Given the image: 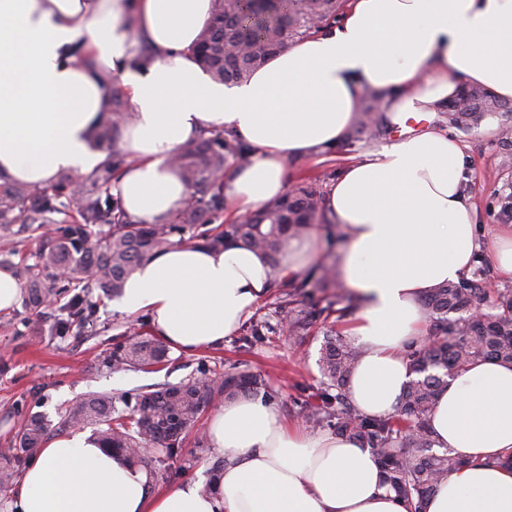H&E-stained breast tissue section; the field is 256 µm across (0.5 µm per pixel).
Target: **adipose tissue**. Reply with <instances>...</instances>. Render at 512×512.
<instances>
[{"label":"adipose tissue","instance_id":"obj_1","mask_svg":"<svg viewBox=\"0 0 512 512\" xmlns=\"http://www.w3.org/2000/svg\"><path fill=\"white\" fill-rule=\"evenodd\" d=\"M211 0H0V180L43 186L91 173L107 155L92 135L119 87L133 114L118 141L127 165L112 183L125 211L160 224L188 199L171 156L205 128L231 129L252 149L232 169V217L288 187L289 160L335 148L365 93L398 138L349 163L324 205L350 233L340 275L359 299L347 334L362 356L350 380L359 414L395 413L411 376L404 351L424 332L423 299L466 275L485 251L512 276V228L480 241L464 191L461 142L430 126L435 112L479 86L512 102V0H349L336 26L295 41L226 86L192 48ZM153 55L141 60L143 47ZM117 84H109V77ZM426 119L424 128L408 118ZM315 232L290 238L279 268L243 246L175 244L143 263L112 307L146 314L150 331L193 355L223 343L252 316L274 279L297 280L319 256ZM438 447L464 464L426 512H512V365L492 361L450 378L435 405ZM227 454L216 492L200 480L157 489L144 470L82 431L51 440L9 494L14 512H407L381 485L370 449L288 426L259 398L219 406L207 424Z\"/></svg>","mask_w":512,"mask_h":512}]
</instances>
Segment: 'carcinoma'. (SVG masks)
Masks as SVG:
<instances>
[{"mask_svg": "<svg viewBox=\"0 0 512 512\" xmlns=\"http://www.w3.org/2000/svg\"><path fill=\"white\" fill-rule=\"evenodd\" d=\"M347 0H268L258 6L250 0H212V16L193 48L196 61L215 80L239 84L291 41L300 40L336 21ZM377 97L368 95L343 143L370 142L387 132L376 111ZM502 108L489 91H469L448 103V123L460 126L486 112ZM127 103L112 84V112L102 117L94 132L97 145L112 140V154L89 176L62 177L52 193L6 180L0 182V240H35V263L19 268L25 303L38 308L49 299L71 293L59 308L54 329L81 334L96 322L89 297L96 288L106 295L122 292L126 280L143 262L176 242L202 244L221 251L238 243L265 254L273 267L284 257L288 238L305 233L318 221L323 208L319 192L300 187L266 202L253 214L227 224L215 219L224 211V177L234 163L249 162L251 150L231 130H204L181 146L172 157L179 175L191 189L190 198L165 224H141L125 212L120 200L101 188L112 184L126 164L119 150L120 129L130 120ZM292 282H277L278 309L286 311L279 323L256 321L249 335L261 338L281 329L301 337L322 311L294 307ZM424 304L429 313L432 345L412 346L406 352L415 375L394 415L359 414L348 397L351 374L361 353L352 344L328 337L321 356L324 391L309 406L310 416L329 421L336 434L368 446L382 468V483L401 499L408 512H424L426 502L461 460L448 448L435 447L431 416L448 381L479 361L512 364V288L493 294L481 282L445 283L431 289ZM169 362L167 349L154 339L135 333L116 345L108 360L112 372L156 373ZM265 386L257 375L230 367L215 382L206 371L186 382L146 385L124 400L105 393L90 394L65 410L59 427L95 426L102 445L121 453L125 461L144 467V449L161 450L164 461L178 455L201 412L225 400L253 394ZM49 431L40 415L27 419L14 446L0 449V495L10 491L22 466L39 448Z\"/></svg>", "mask_w": 512, "mask_h": 512, "instance_id": "cac0c4a2", "label": "carcinoma"}]
</instances>
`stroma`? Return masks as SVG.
<instances>
[{"mask_svg":"<svg viewBox=\"0 0 512 512\" xmlns=\"http://www.w3.org/2000/svg\"><path fill=\"white\" fill-rule=\"evenodd\" d=\"M510 125L512 113L503 109L484 114L467 128L454 132L470 158L465 192L476 208L481 230L486 232L495 231L502 223L512 225V216L501 212L502 202L512 200V147L502 136L503 128ZM382 145L379 139L357 142L330 157L321 154L289 162L290 184L310 183L320 193H327L347 164L364 159ZM296 305L306 310L324 309L328 315L300 338L272 333L247 343L237 333L225 337L223 344L193 356L173 351L167 368L148 374L115 373L106 365L113 343L128 338L131 328L146 327L143 316L113 311L111 297L98 298L96 327L81 335L54 333L56 309L52 306L39 314L20 303L0 311V448L9 446L28 414H41L55 421L68 406L91 392L119 395L148 384L177 383L202 369L218 378L232 363L244 364L264 378L266 387L259 395L277 406L286 424L313 433L328 431L327 423L307 416L303 403L322 387L319 360L326 333L344 335L355 305L350 290L338 281L323 288H304ZM208 420V415H201L180 454L158 470L155 487L174 486L193 477L201 467L214 464L206 438Z\"/></svg>","mask_w":512,"mask_h":512,"instance_id":"1","label":"stroma"}]
</instances>
